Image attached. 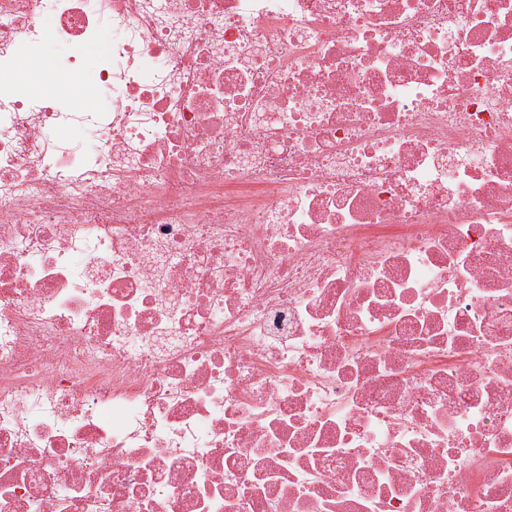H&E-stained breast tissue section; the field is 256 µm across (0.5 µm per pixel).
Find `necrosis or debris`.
<instances>
[{
    "instance_id": "4bbe7bcc",
    "label": "necrosis or debris",
    "mask_w": 512,
    "mask_h": 512,
    "mask_svg": "<svg viewBox=\"0 0 512 512\" xmlns=\"http://www.w3.org/2000/svg\"><path fill=\"white\" fill-rule=\"evenodd\" d=\"M0 512H512V0H0Z\"/></svg>"
}]
</instances>
